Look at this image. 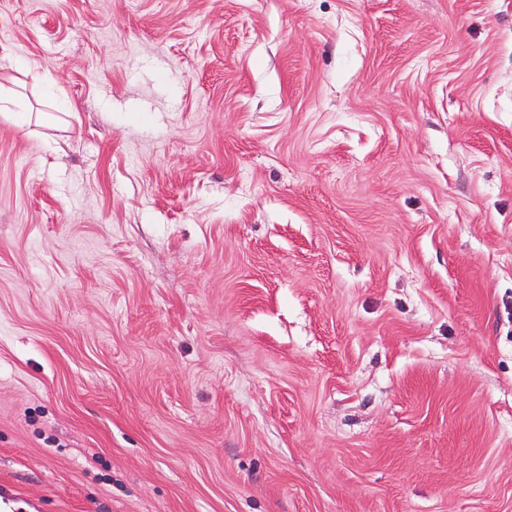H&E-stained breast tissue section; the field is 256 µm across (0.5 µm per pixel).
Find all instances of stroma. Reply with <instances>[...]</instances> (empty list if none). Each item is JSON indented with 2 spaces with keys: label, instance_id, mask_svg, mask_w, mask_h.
<instances>
[{
  "label": "stroma",
  "instance_id": "stroma-1",
  "mask_svg": "<svg viewBox=\"0 0 512 512\" xmlns=\"http://www.w3.org/2000/svg\"><path fill=\"white\" fill-rule=\"evenodd\" d=\"M0 512H512V0H0Z\"/></svg>",
  "mask_w": 512,
  "mask_h": 512
}]
</instances>
